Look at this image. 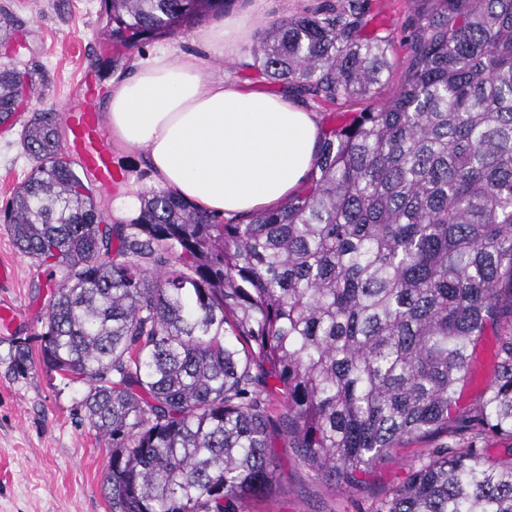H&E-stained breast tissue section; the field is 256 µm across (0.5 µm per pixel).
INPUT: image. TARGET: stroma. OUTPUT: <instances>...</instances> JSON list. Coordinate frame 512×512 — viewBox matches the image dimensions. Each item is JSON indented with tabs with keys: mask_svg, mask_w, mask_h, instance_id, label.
<instances>
[{
	"mask_svg": "<svg viewBox=\"0 0 512 512\" xmlns=\"http://www.w3.org/2000/svg\"><path fill=\"white\" fill-rule=\"evenodd\" d=\"M329 0H230L226 13L246 16L253 28L275 19L313 13ZM375 21L391 33L393 67L384 74L380 98L391 97L407 64L405 40L411 23L427 7L425 0H368ZM11 14L16 33V59L32 88L29 112H56L70 96V80L86 69L96 97L106 96L111 78L113 49L96 41L100 33L101 0H0ZM219 16L196 26L189 34L145 41L132 59L145 60L157 48L173 55L194 54L225 81L257 83L252 69L256 38H249L237 58L227 59L208 48L203 37ZM22 124L0 132V206L29 174L33 161L22 144ZM123 185L97 199L107 222L127 221L138 212L148 174L135 154L126 156ZM15 267L11 287L0 288V301L21 312L18 326L0 332V512H110L102 479L110 446L91 428L81 402L88 390L83 382L66 383L58 375L32 363L18 373L13 363L15 341L38 351L45 313L59 273L51 272L20 253L5 225L0 224V262ZM495 336L482 338L471 360L468 380L457 392L460 410L469 411L482 401L494 377ZM449 441L439 431L407 445L392 460L378 464L355 489L345 491L316 479L281 437L272 440L271 458L283 479L270 499L252 501L246 512H373L408 476L414 453Z\"/></svg>",
	"mask_w": 512,
	"mask_h": 512,
	"instance_id": "1",
	"label": "stroma"
}]
</instances>
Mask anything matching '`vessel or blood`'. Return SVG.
Instances as JSON below:
<instances>
[{
	"mask_svg": "<svg viewBox=\"0 0 512 512\" xmlns=\"http://www.w3.org/2000/svg\"><path fill=\"white\" fill-rule=\"evenodd\" d=\"M59 116L69 125L68 136L63 143L64 151L95 173L102 192L116 189L120 175L110 161L111 138L96 102L88 97L77 107L69 102L64 103Z\"/></svg>",
	"mask_w": 512,
	"mask_h": 512,
	"instance_id": "1",
	"label": "vessel or blood"
}]
</instances>
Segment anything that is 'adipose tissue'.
<instances>
[{"instance_id":"1","label":"adipose tissue","mask_w":512,"mask_h":512,"mask_svg":"<svg viewBox=\"0 0 512 512\" xmlns=\"http://www.w3.org/2000/svg\"><path fill=\"white\" fill-rule=\"evenodd\" d=\"M113 141L153 183L220 218L276 207L306 184L315 113L287 93L225 82L200 58L155 51L103 102Z\"/></svg>"}]
</instances>
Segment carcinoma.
<instances>
[{
    "label": "carcinoma",
    "instance_id": "1",
    "mask_svg": "<svg viewBox=\"0 0 512 512\" xmlns=\"http://www.w3.org/2000/svg\"><path fill=\"white\" fill-rule=\"evenodd\" d=\"M120 55L187 32L227 0H101ZM394 95L329 113L306 186L277 208L219 221L151 188L104 223L51 114L22 143L34 165L0 208L22 254L60 266L39 363L85 381L112 443V512H240L278 479L279 435L347 491L404 444L426 448L374 512H512V0H429ZM363 0L275 20L252 69L318 103L373 97L393 41ZM27 80L0 62V124ZM498 336L482 402L456 413L479 339ZM31 351L14 349L25 372Z\"/></svg>",
    "mask_w": 512,
    "mask_h": 512
}]
</instances>
